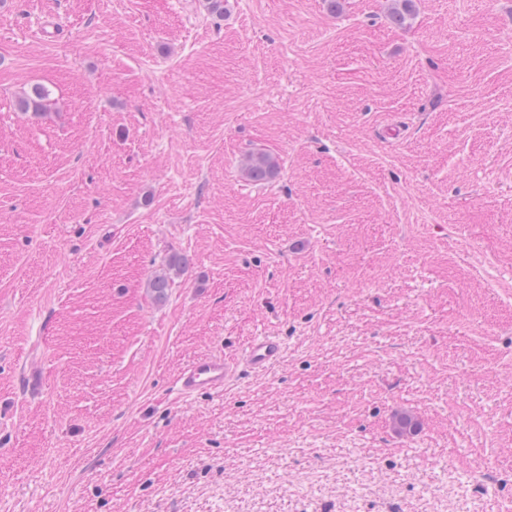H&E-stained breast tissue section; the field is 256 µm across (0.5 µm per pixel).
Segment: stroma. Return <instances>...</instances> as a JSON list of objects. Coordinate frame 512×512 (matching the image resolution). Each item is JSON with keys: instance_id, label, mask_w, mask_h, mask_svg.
Masks as SVG:
<instances>
[{"instance_id": "obj_1", "label": "stroma", "mask_w": 512, "mask_h": 512, "mask_svg": "<svg viewBox=\"0 0 512 512\" xmlns=\"http://www.w3.org/2000/svg\"><path fill=\"white\" fill-rule=\"evenodd\" d=\"M392 3L0 0V512H512V0ZM243 172L248 180L262 184L275 178L278 165L267 153H252L247 157ZM185 263L186 262L184 258H181L177 255H172L169 257L166 263V267L156 271L152 275L149 281V286L150 288H153L159 299H162L165 296L167 289L170 288L172 278L170 276V271L175 270L180 272L185 266ZM283 358L284 345L277 336H257L246 348V364L255 371H265ZM235 364L223 355H212L192 362L177 379L182 395L200 390L223 391L231 381Z\"/></svg>"}]
</instances>
